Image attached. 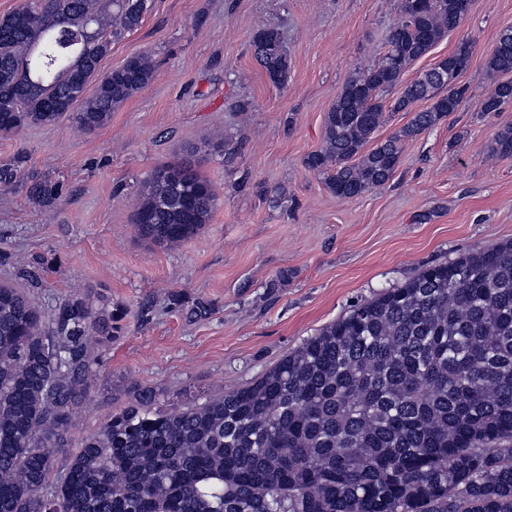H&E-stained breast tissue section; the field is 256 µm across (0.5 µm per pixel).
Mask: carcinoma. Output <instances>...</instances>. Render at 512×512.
<instances>
[{"label":"carcinoma","mask_w":512,"mask_h":512,"mask_svg":"<svg viewBox=\"0 0 512 512\" xmlns=\"http://www.w3.org/2000/svg\"><path fill=\"white\" fill-rule=\"evenodd\" d=\"M401 0L385 51L355 69L326 113L322 147L305 167L327 172L338 198L384 186L402 143L467 100L460 43L410 83L408 67L468 15V0ZM151 0H24L0 19V135L63 118L92 133L155 76L148 55L99 71L112 43L141 25ZM256 60L288 78L278 32H257ZM481 111L512 105V38L493 48ZM95 91L86 95L87 85ZM394 112L429 106L368 147ZM81 104L74 112L75 104ZM494 155L512 157V126ZM25 157L0 163V188L39 203L58 180H25ZM188 161L156 167L134 211L138 234L160 246L192 239L217 206ZM28 268L0 280V512H512V241L422 269L352 305L250 385L166 408L148 388L71 447L74 415L100 348L118 327L105 303L71 295L41 308Z\"/></svg>","instance_id":"carcinoma-1"}]
</instances>
